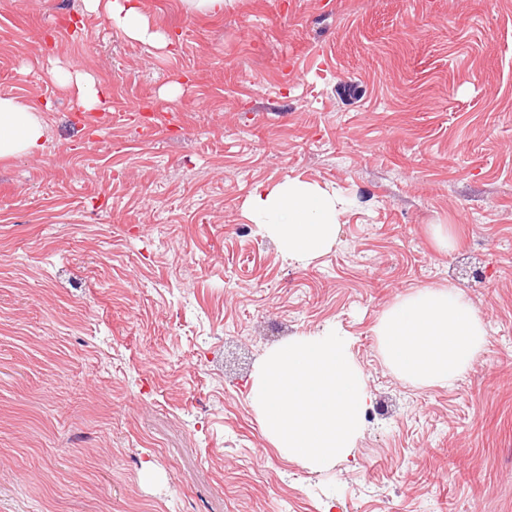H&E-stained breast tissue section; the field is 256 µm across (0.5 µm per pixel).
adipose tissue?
Wrapping results in <instances>:
<instances>
[{
  "mask_svg": "<svg viewBox=\"0 0 512 512\" xmlns=\"http://www.w3.org/2000/svg\"><path fill=\"white\" fill-rule=\"evenodd\" d=\"M128 38L165 45L135 0H85ZM49 126L42 108L0 94V160L43 153ZM340 209L334 194L287 179L258 187L247 217L288 258L311 262L337 242ZM375 334L390 368L421 387L447 386L479 355L485 329L455 286L424 288L397 300L379 319Z\"/></svg>",
  "mask_w": 512,
  "mask_h": 512,
  "instance_id": "adipose-tissue-1",
  "label": "adipose tissue"
}]
</instances>
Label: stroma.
<instances>
[{
    "instance_id": "obj_1",
    "label": "stroma",
    "mask_w": 512,
    "mask_h": 512,
    "mask_svg": "<svg viewBox=\"0 0 512 512\" xmlns=\"http://www.w3.org/2000/svg\"><path fill=\"white\" fill-rule=\"evenodd\" d=\"M138 2L165 47L0 0V94L50 128L0 162V512H512V0ZM56 67L96 80L92 123ZM288 178L344 203L308 263L245 213ZM448 284L485 343L422 388L374 327ZM328 327L370 404L313 472L250 389Z\"/></svg>"
}]
</instances>
